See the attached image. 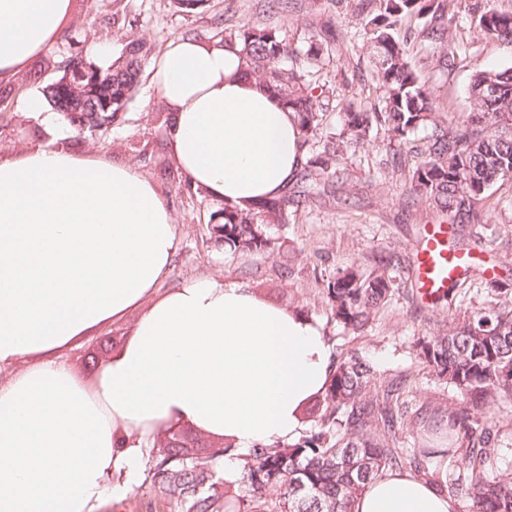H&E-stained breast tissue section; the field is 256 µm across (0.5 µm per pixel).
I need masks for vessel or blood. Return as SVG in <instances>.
<instances>
[{
  "label": "vessel or blood",
  "instance_id": "obj_1",
  "mask_svg": "<svg viewBox=\"0 0 512 512\" xmlns=\"http://www.w3.org/2000/svg\"><path fill=\"white\" fill-rule=\"evenodd\" d=\"M472 265L470 256L449 251L447 225L434 224L425 229L414 252L415 285L421 301L433 304L447 288L449 279Z\"/></svg>",
  "mask_w": 512,
  "mask_h": 512
}]
</instances>
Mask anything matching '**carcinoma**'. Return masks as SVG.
Masks as SVG:
<instances>
[{
    "label": "carcinoma",
    "instance_id": "obj_1",
    "mask_svg": "<svg viewBox=\"0 0 512 512\" xmlns=\"http://www.w3.org/2000/svg\"><path fill=\"white\" fill-rule=\"evenodd\" d=\"M454 0H383L382 12L364 23L362 42L382 105L374 112L348 106L334 135L323 134L319 96L304 75L285 65L292 53L272 28H247L224 36L240 47L248 72L278 96L299 119L302 147L309 155L300 185L281 199L249 212L224 206L214 225L217 240L237 252H268L269 228H282L306 207L308 187L336 176L348 151L381 128L391 140L409 139L432 128L427 155L412 163L410 195L426 197L451 222L482 223V203L494 184L512 180V67H488L470 77L469 111L450 125L439 124L440 104L425 76L412 65L405 46L393 35L398 23L422 22L421 31L446 67L460 58L451 44ZM479 31L512 44V12L485 4L475 16ZM151 48L132 40L122 56L104 69L95 97L112 96V109H85L82 97L64 98L52 82L45 86L48 104L69 117L70 124L100 128L124 111L138 84L142 63ZM322 145L314 152L313 147ZM392 258L380 255L371 270L352 263L336 268L324 289L331 315L350 333H361L393 296ZM425 367L452 386L462 402L448 405L447 453L406 444L407 378L378 383L373 367L352 355L337 365L324 393L306 404L302 418L312 428L291 444L251 449L243 456L241 478L215 479L211 464L233 451L229 443L201 457L183 427H168L155 441L148 477L161 494L158 512H351L354 498L380 471L412 467L415 476L440 481L434 465L451 457L442 489L465 500L468 512H512V473L500 470L493 423L512 409V289H491L490 300L461 319L454 318L436 336L415 342Z\"/></svg>",
    "mask_w": 512,
    "mask_h": 512
}]
</instances>
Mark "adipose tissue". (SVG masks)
Returning <instances> with one entry per match:
<instances>
[{
	"instance_id": "obj_1",
	"label": "adipose tissue",
	"mask_w": 512,
	"mask_h": 512,
	"mask_svg": "<svg viewBox=\"0 0 512 512\" xmlns=\"http://www.w3.org/2000/svg\"><path fill=\"white\" fill-rule=\"evenodd\" d=\"M72 0H0V81L52 47ZM167 145L194 187L249 210L288 188L305 161L295 113L251 75L238 47L171 41L152 64ZM175 229L130 166L36 147L0 160V512H97L138 483L146 439L189 425L240 454L291 443L301 407L336 369L318 323L244 283L157 284ZM137 313L118 350L78 379L61 353L89 329ZM352 512H458L406 471L379 472Z\"/></svg>"
}]
</instances>
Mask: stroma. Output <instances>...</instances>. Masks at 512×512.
<instances>
[{
  "label": "stroma",
  "instance_id": "35a3bbf8",
  "mask_svg": "<svg viewBox=\"0 0 512 512\" xmlns=\"http://www.w3.org/2000/svg\"><path fill=\"white\" fill-rule=\"evenodd\" d=\"M355 0H210L185 12L172 0H72L57 42L31 59L27 67L0 82V99L8 119L0 123V159H14L37 146L62 148L76 155L126 164L154 184L166 201L175 224L176 252L158 283L160 291L193 279L242 281L267 302L303 314L321 325L337 359L358 354L384 379L409 376L417 406L455 398L440 385L417 356L415 342L434 336L448 321V302L424 305L414 286L413 253L425 225L449 224L447 215L429 200L412 199L409 170H390L385 161L397 151L384 133H377L340 166L338 178L315 189L305 209L288 228L275 232L267 253L225 251L212 231L223 202L195 190L166 147L169 112L143 71L124 112L99 130L68 128L64 138L47 134L39 116L23 111L29 95L42 93L61 74L65 60L86 53L89 41L122 49L126 38H139L160 56L171 40L191 37L207 44L221 42L227 30L250 27L275 29L294 54L288 64L300 70L312 86L321 88L323 123L327 131L341 125V109L355 102L364 109L377 105L381 94L362 48L361 19ZM484 0H457V27L451 35L468 48L467 59L445 69L427 57L419 25L400 26L413 65L421 69L454 120L468 111L470 74L488 66H512V46L486 38L471 22ZM320 47L317 57L309 47ZM483 223L449 225L452 250L480 257L494 268L499 282L512 285V181L496 183ZM393 255L398 284L392 299L361 334H350L331 316L324 300L325 279L337 267L357 263L371 268L379 255ZM134 319L94 329L65 350L73 372L90 379L94 364L106 360L125 340Z\"/></svg>",
  "mask_w": 512,
  "mask_h": 512
}]
</instances>
